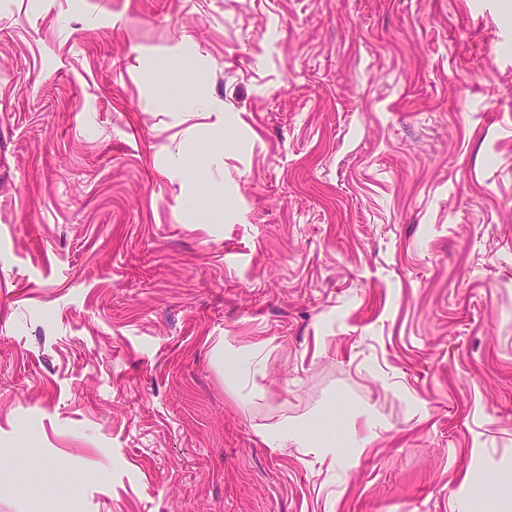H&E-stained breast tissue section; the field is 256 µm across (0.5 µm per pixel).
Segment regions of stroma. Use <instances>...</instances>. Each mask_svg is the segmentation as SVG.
<instances>
[{"label": "stroma", "instance_id": "35a3bbf8", "mask_svg": "<svg viewBox=\"0 0 512 512\" xmlns=\"http://www.w3.org/2000/svg\"><path fill=\"white\" fill-rule=\"evenodd\" d=\"M323 411L367 446L267 444ZM470 505L512 512V0H0V512Z\"/></svg>", "mask_w": 512, "mask_h": 512}]
</instances>
